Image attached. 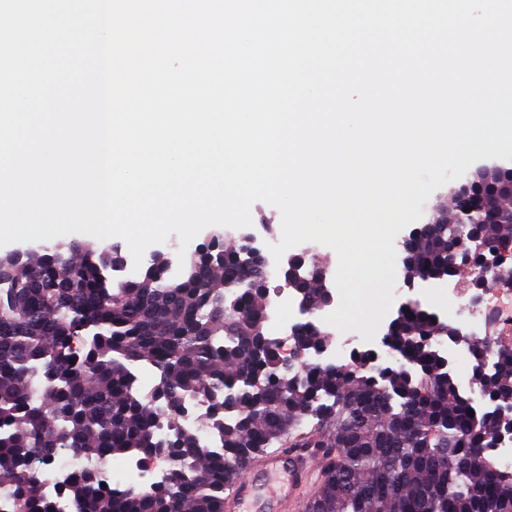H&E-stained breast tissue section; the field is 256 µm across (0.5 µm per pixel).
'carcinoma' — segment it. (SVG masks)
<instances>
[{
    "mask_svg": "<svg viewBox=\"0 0 512 512\" xmlns=\"http://www.w3.org/2000/svg\"><path fill=\"white\" fill-rule=\"evenodd\" d=\"M510 183L512 168L502 169L474 192L512 211L501 194ZM457 217L450 195L404 255L406 271L452 275L460 240L469 256L512 243V223ZM100 254L77 246L66 266L56 247L0 256V485L11 486V512H56L39 468L65 448L174 464L165 484L126 493L105 487L96 470L76 475L62 494L87 512H224L225 489L245 464L309 419L313 431L296 438L318 449L322 466L304 512H512V473L489 454L512 434V413H500L512 406V352L489 364V342H468L481 410L434 346L447 325L418 301L387 333L411 367L365 375L304 366L266 336L268 282L241 246L215 236L178 278L159 253L110 288ZM325 264L305 257L311 273L295 282L314 305ZM295 338L299 353L332 342L314 328ZM142 367L159 372L146 401L136 388ZM191 402L206 407L219 449L177 425L179 407ZM163 424L169 434L160 440Z\"/></svg>",
    "mask_w": 512,
    "mask_h": 512,
    "instance_id": "cac0c4a2",
    "label": "carcinoma"
}]
</instances>
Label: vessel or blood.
Returning <instances> with one entry per match:
<instances>
[{"instance_id":"1","label":"vessel or blood","mask_w":512,"mask_h":512,"mask_svg":"<svg viewBox=\"0 0 512 512\" xmlns=\"http://www.w3.org/2000/svg\"><path fill=\"white\" fill-rule=\"evenodd\" d=\"M317 458L308 448H291L265 453L257 464L246 465L240 476L226 493L228 502L239 503L250 497L254 491L251 475L255 470L261 469L270 473L287 472L288 484L283 488L277 499V512H287L297 494L299 484L306 475L315 469Z\"/></svg>"}]
</instances>
